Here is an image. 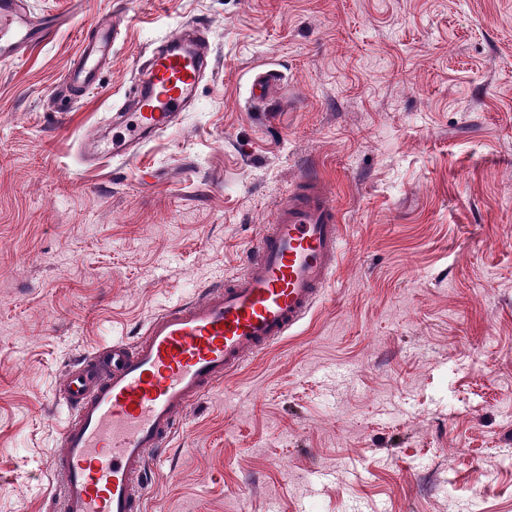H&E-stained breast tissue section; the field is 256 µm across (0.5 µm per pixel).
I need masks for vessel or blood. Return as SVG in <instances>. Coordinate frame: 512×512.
Listing matches in <instances>:
<instances>
[{"label": "vessel or blood", "mask_w": 512, "mask_h": 512, "mask_svg": "<svg viewBox=\"0 0 512 512\" xmlns=\"http://www.w3.org/2000/svg\"><path fill=\"white\" fill-rule=\"evenodd\" d=\"M59 19L33 16L28 0H0V60L46 40ZM123 28L100 18L72 62L66 93L98 85ZM205 26L191 21L139 58L107 132L91 130L82 156L94 165L138 157L171 132L211 71ZM280 79L258 73L254 101ZM343 229L324 182L305 176L278 202L241 272L154 315L135 346L116 341L80 361L60 386L68 419L52 457L61 478L56 512H145L149 460L167 449L187 405L250 356L287 336L335 278Z\"/></svg>", "instance_id": "vessel-or-blood-1"}]
</instances>
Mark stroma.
<instances>
[{
	"instance_id": "35a3bbf8",
	"label": "stroma",
	"mask_w": 512,
	"mask_h": 512,
	"mask_svg": "<svg viewBox=\"0 0 512 512\" xmlns=\"http://www.w3.org/2000/svg\"><path fill=\"white\" fill-rule=\"evenodd\" d=\"M69 24L0 62V512H52L59 387L238 273L310 175L344 229L288 336L189 404L147 512H512V0H29ZM96 91L63 79L100 13ZM204 21L181 124L89 168L135 63ZM282 84L250 97L256 70Z\"/></svg>"
}]
</instances>
